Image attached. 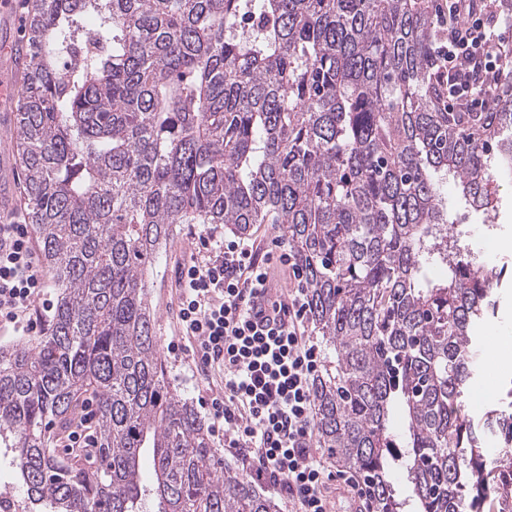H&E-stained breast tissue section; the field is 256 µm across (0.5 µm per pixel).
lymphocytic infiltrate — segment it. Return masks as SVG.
I'll return each instance as SVG.
<instances>
[{
  "mask_svg": "<svg viewBox=\"0 0 512 512\" xmlns=\"http://www.w3.org/2000/svg\"><path fill=\"white\" fill-rule=\"evenodd\" d=\"M466 0H444L445 27L438 53L456 81L449 99L469 97L472 109L489 108L486 78L501 62V36L480 4L464 16ZM197 248L177 270V348L193 366L214 376L202 404L212 433L242 464L249 483L273 489L297 512H331L330 475L315 437L314 385L323 355L308 334L309 298L300 266L284 238L264 248L255 240L227 238L201 225ZM291 272L290 287L275 278ZM46 276L29 225L0 224V325L30 334L44 300ZM269 287L277 321H252L249 292Z\"/></svg>",
  "mask_w": 512,
  "mask_h": 512,
  "instance_id": "f902f5d3",
  "label": "lymphocytic infiltrate"
}]
</instances>
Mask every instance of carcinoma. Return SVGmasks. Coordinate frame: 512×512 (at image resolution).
<instances>
[{"instance_id": "obj_1", "label": "carcinoma", "mask_w": 512, "mask_h": 512, "mask_svg": "<svg viewBox=\"0 0 512 512\" xmlns=\"http://www.w3.org/2000/svg\"><path fill=\"white\" fill-rule=\"evenodd\" d=\"M23 3L15 148L58 291L46 332L0 347V447L23 504L278 512L219 474L147 296L175 225L277 224L334 353L314 386L317 446L372 512H512V455L483 458L512 435V387L479 416L465 404L493 276L441 190L450 178L497 212L512 70L489 79L494 111L444 110L435 0ZM89 396L95 447L59 452Z\"/></svg>"}]
</instances>
